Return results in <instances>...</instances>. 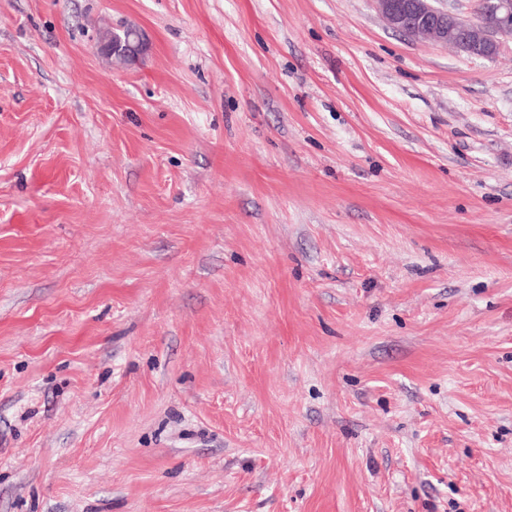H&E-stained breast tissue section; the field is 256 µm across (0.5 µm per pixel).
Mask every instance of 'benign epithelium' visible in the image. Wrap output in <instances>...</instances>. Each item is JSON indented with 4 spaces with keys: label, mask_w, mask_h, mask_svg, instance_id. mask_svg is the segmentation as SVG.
Wrapping results in <instances>:
<instances>
[{
    "label": "benign epithelium",
    "mask_w": 512,
    "mask_h": 512,
    "mask_svg": "<svg viewBox=\"0 0 512 512\" xmlns=\"http://www.w3.org/2000/svg\"><path fill=\"white\" fill-rule=\"evenodd\" d=\"M375 7L390 27L408 36L422 35L437 44H451L463 53L477 47L499 49L512 37V0H480L478 19L461 26L449 22V13L434 7L431 0H374ZM142 33L135 28L106 33L103 51L130 61L143 50Z\"/></svg>",
    "instance_id": "benign-epithelium-1"
}]
</instances>
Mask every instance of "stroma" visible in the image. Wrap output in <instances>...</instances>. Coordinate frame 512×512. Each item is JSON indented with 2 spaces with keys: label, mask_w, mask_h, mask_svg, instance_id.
I'll return each instance as SVG.
<instances>
[{
  "label": "stroma",
  "mask_w": 512,
  "mask_h": 512,
  "mask_svg": "<svg viewBox=\"0 0 512 512\" xmlns=\"http://www.w3.org/2000/svg\"><path fill=\"white\" fill-rule=\"evenodd\" d=\"M0 512H512V39L0 0ZM143 46L142 33L136 28H127L119 32H107L105 42L101 45V48L109 55H116L124 61H130L140 54Z\"/></svg>",
  "instance_id": "1"
}]
</instances>
